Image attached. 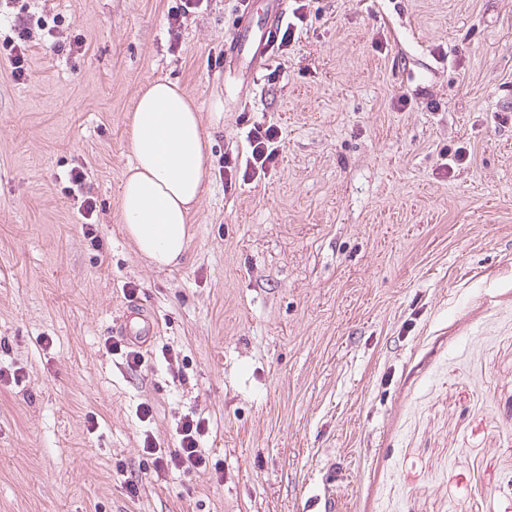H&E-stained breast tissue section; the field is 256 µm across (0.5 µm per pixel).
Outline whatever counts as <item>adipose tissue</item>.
Wrapping results in <instances>:
<instances>
[{"instance_id":"obj_1","label":"adipose tissue","mask_w":512,"mask_h":512,"mask_svg":"<svg viewBox=\"0 0 512 512\" xmlns=\"http://www.w3.org/2000/svg\"><path fill=\"white\" fill-rule=\"evenodd\" d=\"M133 160L122 179L120 214L138 252L174 269L185 257L189 224L206 191L213 128L220 112L202 117L196 102L170 81L140 89L131 116Z\"/></svg>"}]
</instances>
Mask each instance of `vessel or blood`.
Here are the masks:
<instances>
[{
	"mask_svg": "<svg viewBox=\"0 0 512 512\" xmlns=\"http://www.w3.org/2000/svg\"><path fill=\"white\" fill-rule=\"evenodd\" d=\"M282 0H270L265 17L264 30L259 39H251V27L245 20H237L234 33L224 43V67L235 72L246 69L250 76H257L266 69L272 59L273 43L284 18ZM160 329V320L154 312L136 305H127L122 317L113 328L130 346H148Z\"/></svg>",
	"mask_w": 512,
	"mask_h": 512,
	"instance_id": "b4317fda",
	"label": "vessel or blood"
}]
</instances>
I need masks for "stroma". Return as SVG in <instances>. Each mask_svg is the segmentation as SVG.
<instances>
[{
    "instance_id": "1",
    "label": "stroma",
    "mask_w": 512,
    "mask_h": 512,
    "mask_svg": "<svg viewBox=\"0 0 512 512\" xmlns=\"http://www.w3.org/2000/svg\"><path fill=\"white\" fill-rule=\"evenodd\" d=\"M304 2L242 95L239 0L176 45L179 0H11L32 78L0 25V512H312L326 481L341 512H512V0ZM157 78L224 114L171 270L119 213ZM256 125L274 166L225 183ZM131 301L162 323L139 372L110 349ZM192 413L218 480L155 476L145 440ZM180 2L181 4L179 6L171 8H174L175 10L168 11V34L170 36V40L174 41L173 44H175L180 37V17L184 18V15L192 12V9L200 7L203 0H181ZM11 29L14 33L17 34L18 41L11 47L12 56V71L11 75L16 81H26L29 79V69L30 66L28 64L29 54L31 51L30 41V28H29V20L21 17H14L11 19Z\"/></svg>"
}]
</instances>
